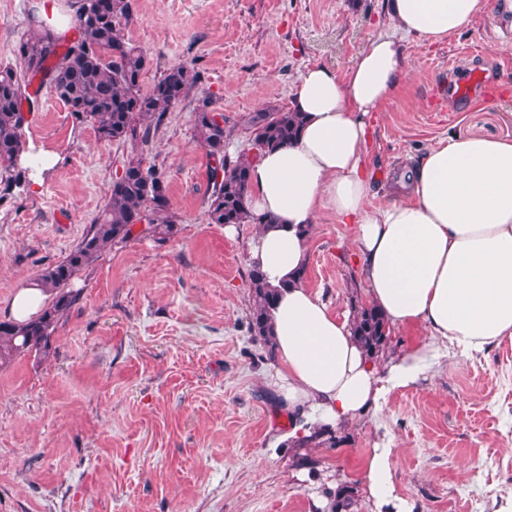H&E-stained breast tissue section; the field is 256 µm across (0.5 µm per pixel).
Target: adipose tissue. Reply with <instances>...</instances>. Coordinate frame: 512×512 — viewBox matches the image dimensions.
Instances as JSON below:
<instances>
[{
  "label": "adipose tissue",
  "mask_w": 512,
  "mask_h": 512,
  "mask_svg": "<svg viewBox=\"0 0 512 512\" xmlns=\"http://www.w3.org/2000/svg\"><path fill=\"white\" fill-rule=\"evenodd\" d=\"M378 34L345 74L315 65L291 90L304 118L298 137L251 167L247 207L272 216L248 243L250 265L281 291L273 313L280 407L312 429L380 408L452 345L460 353L512 339V139H440L398 177L392 200L368 204L369 116L408 75L403 39L441 43L473 25L484 0H389ZM355 227L354 247L372 302L389 325L423 323L428 340L379 372L299 276L307 228L320 212ZM387 448L373 449L364 482L377 512H407Z\"/></svg>",
  "instance_id": "ef3b65f1"
}]
</instances>
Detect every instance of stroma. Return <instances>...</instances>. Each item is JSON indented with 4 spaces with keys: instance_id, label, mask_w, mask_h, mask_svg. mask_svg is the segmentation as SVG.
I'll list each match as a JSON object with an SVG mask.
<instances>
[{
    "instance_id": "35a3bbf8",
    "label": "stroma",
    "mask_w": 512,
    "mask_h": 512,
    "mask_svg": "<svg viewBox=\"0 0 512 512\" xmlns=\"http://www.w3.org/2000/svg\"><path fill=\"white\" fill-rule=\"evenodd\" d=\"M39 0H0V64L39 31ZM125 35L151 58L143 90L178 63L203 78L167 112L146 156L162 167L181 218L166 241L112 246L77 285L49 358L0 367V512H330L329 491L356 487L373 512L365 459L392 451L413 512H496L512 493V341L472 355L449 349L377 411L292 438L270 385L272 359L251 335L243 224L209 223L207 157L194 100L223 113L235 150L246 119L291 107L308 67L344 74L389 23L386 0H132ZM408 76L381 105L366 156L369 205L390 198L407 156L451 135L512 138V0L448 41H405ZM473 84L469 99L455 95ZM27 153L56 163L0 202V320L15 292L63 259L109 194L126 147L97 139L42 87ZM352 225L320 214L305 285L338 313L370 304Z\"/></svg>"
}]
</instances>
